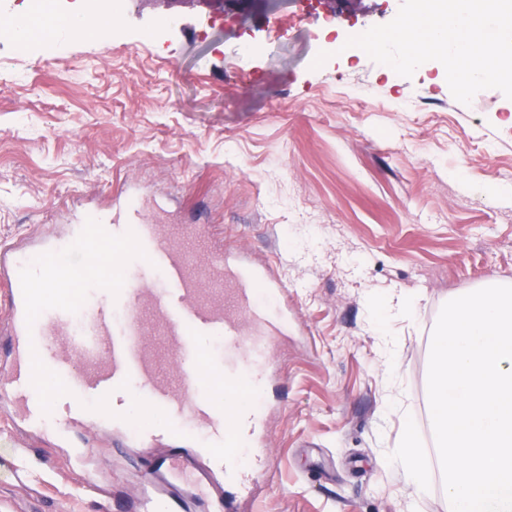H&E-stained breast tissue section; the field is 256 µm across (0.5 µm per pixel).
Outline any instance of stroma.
Segmentation results:
<instances>
[{
    "mask_svg": "<svg viewBox=\"0 0 512 512\" xmlns=\"http://www.w3.org/2000/svg\"><path fill=\"white\" fill-rule=\"evenodd\" d=\"M401 2L56 0L120 19L63 55L0 42V243L63 234L134 188L148 219L217 226L269 267L297 330L263 370L265 464L248 492L162 444L116 448L91 424L59 447L0 412V512H131L165 454L195 477L163 476L173 512L221 495L238 512H448L437 482L413 493L394 446L412 423L435 471L440 310L512 284V99L485 89L465 105L439 62L407 78L346 47ZM402 297L411 317L379 315ZM90 440L105 494L76 480Z\"/></svg>",
    "mask_w": 512,
    "mask_h": 512,
    "instance_id": "stroma-1",
    "label": "stroma"
}]
</instances>
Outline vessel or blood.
Wrapping results in <instances>:
<instances>
[{
    "label": "vessel or blood",
    "instance_id": "1",
    "mask_svg": "<svg viewBox=\"0 0 512 512\" xmlns=\"http://www.w3.org/2000/svg\"><path fill=\"white\" fill-rule=\"evenodd\" d=\"M142 200L126 196L118 212L95 215L66 237L38 250L0 248V335L13 358L0 367V389L12 396L17 417L44 436L64 435L90 421L108 430L129 428L130 400L164 420L159 431L135 430L143 446L174 442L207 456L227 480L246 486L241 449L256 445L262 410L239 403L260 378L227 377L228 369L266 362L270 345L288 333V291L268 269L218 247L200 253L196 226L146 222ZM112 249L98 276L99 296L73 326V310L58 303L62 285L83 287L91 269L59 272L65 256ZM251 332H243L242 320ZM216 336L218 349L199 339ZM177 362L175 375L161 366ZM225 378L223 396L213 379ZM64 401L68 415L55 414ZM144 512H169L168 496L144 482Z\"/></svg>",
    "mask_w": 512,
    "mask_h": 512
}]
</instances>
